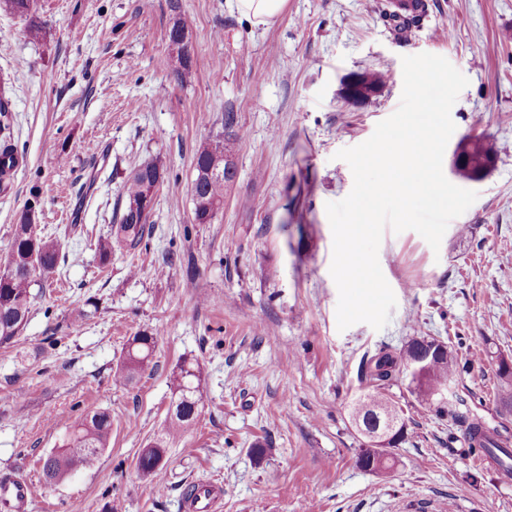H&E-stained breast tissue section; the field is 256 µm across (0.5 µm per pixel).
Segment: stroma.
Segmentation results:
<instances>
[{"label": "stroma", "mask_w": 512, "mask_h": 512, "mask_svg": "<svg viewBox=\"0 0 512 512\" xmlns=\"http://www.w3.org/2000/svg\"><path fill=\"white\" fill-rule=\"evenodd\" d=\"M412 36L390 0H287L271 24L231 0H38L46 35L0 11V86L20 160L0 189V261L32 206L35 229L61 243L53 273L31 289L28 321L0 344V477L33 486L29 512H183L188 485L224 489L220 512H512V483L478 466L464 428L437 418L406 383L385 394L407 437L388 472L361 469L364 439L350 413L365 354L411 337L447 343L456 362L449 401L512 438L497 403L499 356L512 358V0H425ZM188 29L193 77L170 68L168 31ZM445 57L469 80L454 104L443 158L476 201L432 250L417 232L385 230L379 263L396 306L380 330H339L326 205L353 174L339 150L368 140L398 108L402 57ZM381 71L360 107L344 75ZM237 123L224 130V115ZM467 136L489 140L478 182L452 156ZM228 139L235 177L224 207L195 223L193 158ZM168 176L152 233L102 261L124 184L144 162ZM156 338L134 383L115 373L129 339ZM199 367V415L169 443L154 476L138 465L163 433L173 370ZM105 410L112 440L89 469L46 484L42 460L74 420Z\"/></svg>", "instance_id": "1"}]
</instances>
